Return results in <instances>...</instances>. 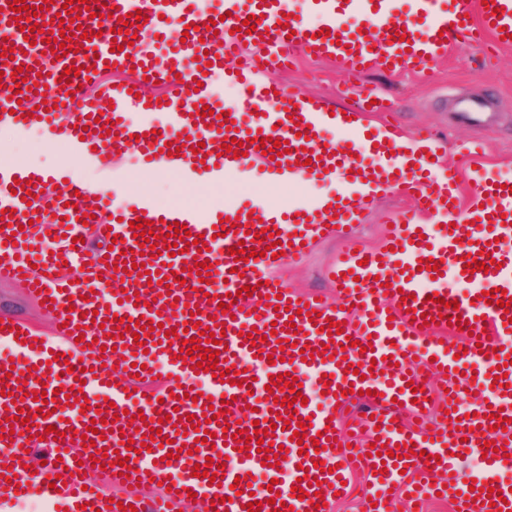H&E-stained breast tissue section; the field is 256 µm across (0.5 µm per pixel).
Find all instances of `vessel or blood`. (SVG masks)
<instances>
[{"label":"vessel or blood","instance_id":"b4317fda","mask_svg":"<svg viewBox=\"0 0 512 512\" xmlns=\"http://www.w3.org/2000/svg\"><path fill=\"white\" fill-rule=\"evenodd\" d=\"M13 0H0V31L11 38L12 57H0V74L28 70V90L0 100V126L23 132L40 125L63 138L70 152L100 167L118 153L136 152L155 167L172 170L186 180L213 181L228 175L258 172L277 181L337 177L346 185L338 200L291 204L270 210L262 198L230 201L209 213L177 206L160 209L140 196L120 217L109 214L111 197L63 172L48 174L0 162V211L10 212L0 231V279L23 281L42 306L51 307L56 341H40L21 321L0 320V339L10 343L0 356V422L13 418V431L0 438V498L21 501L33 494L68 508L89 503L101 512H180L190 494L210 498L206 512H328L346 478L341 461L349 449L346 432L356 435L373 481L366 491V512H415L435 494L452 501L454 512H512V481L499 471L504 449L512 448V253L502 239L512 238V191L484 172L469 178L470 201L454 195L461 172L439 163L440 144L423 137L418 152H406L399 136L381 138L378 129L362 127L352 145L326 135L329 114L272 80L287 70L295 51L329 59L357 76L385 64L395 73H425L427 65L448 52L458 31L476 39L491 37L512 46V0H306V10L289 14L287 0H92L89 8L68 7L66 0H27L37 14L14 20ZM144 21H137L136 13ZM359 14L362 26L350 24ZM257 16L253 32L241 26ZM79 18L87 39L72 36L71 53L56 57L49 39L59 37L60 20ZM126 32H117L120 18ZM43 24L46 40L32 47L23 30ZM113 35H100L101 26ZM153 48H142L145 35ZM80 72L60 82L65 68ZM133 73L122 86L100 83L108 69ZM228 72L247 91L237 105L220 107L210 78ZM96 94L81 92L87 80ZM168 87L161 102L140 91L145 80ZM209 116H201V106ZM143 118L131 121L130 109ZM287 142L289 150L272 158L257 150L261 138ZM243 143L236 158L222 153L231 140ZM32 182L25 191L23 182ZM54 191H47V184ZM409 196L415 207L392 220L393 228L379 250H348L326 270L335 300L322 294L289 290L278 271L298 264L313 242L358 224L372 209L377 185ZM235 226L222 227L223 219ZM152 221L163 241L158 256L140 255L143 238L130 225ZM202 236L206 250L190 246L175 253L176 225ZM279 234L282 255L265 256L260 230ZM57 236L46 252L41 240ZM101 250L90 248L91 240ZM243 245L249 261L235 260L229 249ZM495 258L489 270L468 271L467 262ZM437 271L421 269L425 260ZM210 265L208 282H200L195 262ZM127 270H119V263ZM181 272L182 282L170 275ZM112 275L103 284L99 273ZM469 286L468 294L449 288V281ZM253 286L252 296L241 295ZM503 292L505 307L488 304L486 291ZM237 297L229 312L220 302ZM153 304H146L147 296ZM458 308H451V301ZM297 316H290V309ZM154 330L133 334L139 320ZM338 322L341 334L323 330ZM221 333L224 347L216 373L198 372L201 351L187 358L179 352L185 332L194 324ZM127 325L117 337L118 325ZM355 346H348V339ZM235 369L230 384L225 369ZM474 374L480 390L475 416L454 413L456 389H448L442 422L426 423L435 401L428 373ZM164 372L161 394L135 390L131 374L150 379ZM295 376L306 405L291 409L281 400L286 384L271 386V377ZM83 386H76V379ZM327 379L322 401L310 399L308 379ZM360 391L366 413L352 415L345 429L330 430L335 409L349 404L346 389ZM54 393L51 404L37 405L32 392ZM245 408L240 423L221 411L227 400ZM506 418L505 430H493L491 408ZM105 418L99 440L85 446L90 411ZM145 419L134 422V414ZM29 424H22V417ZM56 426L61 438L47 434ZM263 428L264 442L286 448L295 477H310L302 492L279 482L280 468L257 450H245L247 432ZM156 430L148 449L129 452L128 442H141ZM318 438L320 451L301 455L294 431ZM53 450L45 469L31 471L35 437ZM496 449L482 461L475 482L461 478L456 462L478 442ZM389 449V457L371 454V445ZM108 458V487L97 486L93 459ZM126 465H117V458ZM220 464V482L194 477L195 465L207 459ZM275 480L274 490L254 493L248 474ZM163 483L146 496L143 483ZM500 490L502 501L490 502L487 488Z\"/></svg>","mask_w":512,"mask_h":512}]
</instances>
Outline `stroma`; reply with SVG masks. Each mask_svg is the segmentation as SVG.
<instances>
[{
	"label": "stroma",
	"mask_w": 512,
	"mask_h": 512,
	"mask_svg": "<svg viewBox=\"0 0 512 512\" xmlns=\"http://www.w3.org/2000/svg\"><path fill=\"white\" fill-rule=\"evenodd\" d=\"M287 90L309 96L337 109L361 112L366 124H378V112H362V93L374 90L392 106L399 119L397 132L414 139L419 130L436 134L448 147V159L463 172L481 168L503 177H512V47L499 50L480 47L465 35H457L447 55L431 63L428 75H396L376 67L360 77L341 73L335 64L297 54L296 66L281 78ZM485 102L491 106V118L474 122L466 118L460 103ZM483 139L488 150L474 157L468 150L473 138ZM11 160L48 171H67L81 181L93 180L104 191L114 194V207L132 203L140 194H149L158 207L187 204L210 210L228 199H245V185L257 188L272 209H286L297 199L313 200L324 193L341 192L334 179H302L278 182L255 173L249 177L232 176L228 183L215 186L206 180L188 183L163 169H153L135 153L126 155L112 169H99L68 154L64 142L47 140L43 131L27 130L19 134L0 130V154ZM405 196L384 192L375 211L363 217L352 240L334 235L317 241L306 258L297 265L284 266L280 275L289 287L300 291H324L328 284L325 269L347 247H377L385 235L389 214L402 210ZM24 319L43 339L54 336L52 318L30 297L23 286L0 281V317Z\"/></svg>",
	"instance_id": "obj_1"
}]
</instances>
